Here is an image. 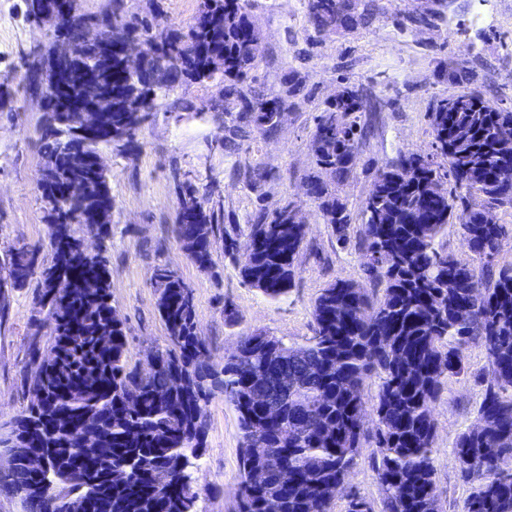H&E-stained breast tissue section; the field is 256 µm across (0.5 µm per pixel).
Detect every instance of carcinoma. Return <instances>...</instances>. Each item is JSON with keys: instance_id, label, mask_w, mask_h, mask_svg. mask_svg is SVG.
<instances>
[{"instance_id": "obj_1", "label": "carcinoma", "mask_w": 512, "mask_h": 512, "mask_svg": "<svg viewBox=\"0 0 512 512\" xmlns=\"http://www.w3.org/2000/svg\"><path fill=\"white\" fill-rule=\"evenodd\" d=\"M100 18L109 20L117 36L145 41L149 58L140 77H130L115 63L104 64L98 77L112 90V111L101 115L105 126H127L118 150L133 153L140 126H131L123 100L148 96L149 111L185 81H218L217 96L224 116L249 120L264 134L276 125L285 98H260L246 85L262 54V41L248 11V0H201L193 25L176 30L171 40L160 27L159 15L140 19L126 15L124 0H111ZM358 0H308V22L321 32L359 22ZM57 37L79 47L80 24L63 27ZM224 53V72L200 68L201 45ZM47 55L24 70L0 80V105L11 103L9 83L46 96L52 85L44 78ZM474 110L435 108L430 115L433 159L420 172L405 170L401 154L376 176V203L362 209L359 244L363 249L366 284L383 287L370 295L366 284L337 280L317 297L315 335L304 345L255 333L240 339L241 354L216 364L206 340L193 333V296L172 270L160 267L153 288L158 312L166 326L169 347L158 351L168 366L127 364L126 334L112 321V291L107 260L99 253L59 249L58 234L79 243L76 229L105 239L109 224H86L84 215L96 201L112 204L107 173L90 177L87 199L60 200L56 191L88 175L76 156H95L110 146L106 138L74 141L73 153L57 151L48 127L41 133V150L51 175L39 188L48 227L52 259L39 260L40 247L14 246L0 258V280L13 279L15 289L37 280V301L48 308L56 324L49 337V356L41 358L39 343L30 349L31 392L41 398L16 418L6 436L16 448H31L41 439L47 448L41 480L52 487L34 489L26 469L0 475V494L20 498L24 512H66L64 499L90 491L87 471L98 478L95 512H197L192 490L194 469L207 434V404L217 393L237 413L241 436L244 487L241 512H267L268 497H280L281 512H329L331 502L361 454L362 388L366 379H380L373 411L377 416L372 465L383 487L382 512H438L433 464L434 423L431 405L443 380L463 369L461 348L482 341L492 374L478 406L483 426L461 433L454 446L463 477L472 484L464 512H512V476L498 473V462L512 456V268L495 273L491 261L498 252L504 225L482 222L489 206L512 207V187L493 181V173L512 165V145L492 139L498 123H512V112L489 100ZM372 105L350 89L328 101L312 140L316 164L330 171L331 182L309 180L325 222L337 241H348L350 214L336 193L356 164L361 135L357 113ZM434 177L453 181L439 199L428 198ZM469 185L468 196L458 188ZM208 193L188 185L182 193L176 233L182 247L200 239L204 248L188 254L202 269L212 264L218 225L207 209ZM388 222L377 224L371 206ZM460 226L461 242L473 262L458 266L438 241L452 219ZM277 213L257 217L248 225L244 242L263 240L253 252L237 257L243 281L276 300L292 287L302 233H285ZM60 275L74 283L47 298V280ZM92 276L97 288L81 281ZM455 346H448V341ZM263 392L271 410L255 404ZM93 418L95 442L79 443L78 422ZM290 471L270 472L266 485H253L249 474L270 467V456Z\"/></svg>"}]
</instances>
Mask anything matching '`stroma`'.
Wrapping results in <instances>:
<instances>
[{
	"instance_id": "stroma-1",
	"label": "stroma",
	"mask_w": 512,
	"mask_h": 512,
	"mask_svg": "<svg viewBox=\"0 0 512 512\" xmlns=\"http://www.w3.org/2000/svg\"><path fill=\"white\" fill-rule=\"evenodd\" d=\"M367 20L351 28L319 33L307 21V0H251V17L262 39V55L250 87L257 96L280 94L295 78L303 91L289 99L276 130L259 134L242 126L237 136L209 104L219 87L189 82L159 100L140 129V148L129 155L103 152L112 188V234L102 245L109 260L112 303L123 322L129 365L169 344L152 286L157 268L175 271L191 289L199 330L215 363H223L241 337L264 333L304 344L314 334L313 306L328 284L364 282L356 241L362 206L378 169L398 153H428V114L442 99L477 91L512 111V0H434L435 16L421 24L424 0H360ZM200 0H125L128 16L161 12L165 24L188 28ZM46 30L27 21L24 0H0V78L20 68L25 56L47 50ZM462 63L466 76L449 81L448 65ZM373 105L360 113L364 128L351 177L337 189L351 215L348 245H340L318 204L306 193L318 174L312 150L317 118L326 101L344 88ZM11 108L0 110V255L24 244L40 246L50 261L38 179L45 159L39 140L45 121L24 87L12 86ZM191 103L192 111L181 108ZM209 185V209L219 231L209 268L191 262L176 236L184 183ZM295 204L307 230L298 274L288 294L271 300L246 285L235 258L225 250L231 232L246 231L259 212ZM35 287L11 291L0 307V425H10L29 405L25 385L32 343L47 346L53 324L37 302ZM463 369L445 379L432 406L434 464L440 512H463L471 492L453 452L457 437L477 422L490 366L479 341L462 349ZM378 378L363 386L367 406L362 455L348 473L331 512H347L351 495L381 512L383 490L372 469ZM208 431L193 489L198 512H240L243 474L237 414L223 395L207 406Z\"/></svg>"
}]
</instances>
